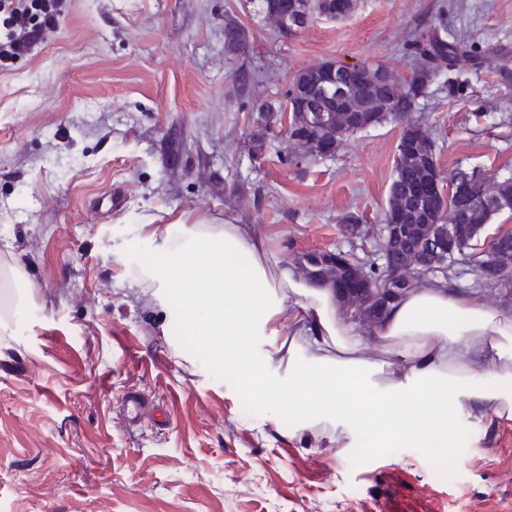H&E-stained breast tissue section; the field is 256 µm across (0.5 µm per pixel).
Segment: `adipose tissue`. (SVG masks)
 <instances>
[{
	"instance_id": "1",
	"label": "adipose tissue",
	"mask_w": 512,
	"mask_h": 512,
	"mask_svg": "<svg viewBox=\"0 0 512 512\" xmlns=\"http://www.w3.org/2000/svg\"><path fill=\"white\" fill-rule=\"evenodd\" d=\"M144 276L173 293L188 331L298 423L326 422L342 448H425L447 456L487 414L512 419V316L443 280L409 293L377 324L380 345L340 312L332 286L274 258L248 224L147 231ZM294 324L288 372L271 376L255 339Z\"/></svg>"
}]
</instances>
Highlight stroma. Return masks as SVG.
Masks as SVG:
<instances>
[{
	"label": "stroma",
	"instance_id": "35a3bbf8",
	"mask_svg": "<svg viewBox=\"0 0 512 512\" xmlns=\"http://www.w3.org/2000/svg\"><path fill=\"white\" fill-rule=\"evenodd\" d=\"M256 0H68L58 28L0 68V267L29 284L0 309V512H512V421L472 423L452 460L423 448L336 444L246 392L142 277L146 224L252 225L275 258L375 248L402 126L349 137L291 163L278 138L247 134L266 96L301 68L385 61L398 79L413 32L443 14L472 48L412 117L437 139L443 173L512 178V0H358L293 40L259 23ZM251 31L239 95L224 15ZM362 214L361 236L343 214ZM512 211L459 256L456 285L512 315L501 287L474 288L477 256ZM163 406L128 426L121 399Z\"/></svg>",
	"mask_w": 512,
	"mask_h": 512
}]
</instances>
